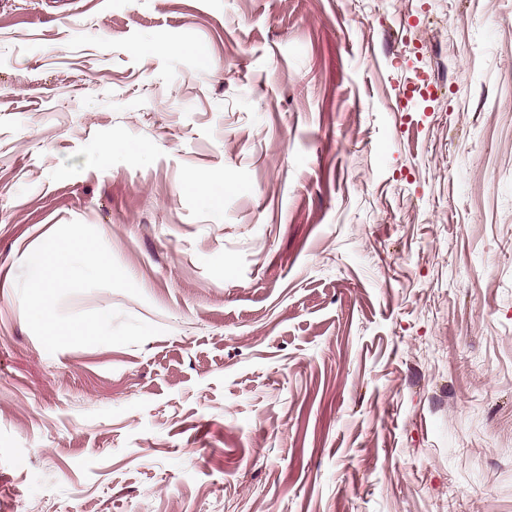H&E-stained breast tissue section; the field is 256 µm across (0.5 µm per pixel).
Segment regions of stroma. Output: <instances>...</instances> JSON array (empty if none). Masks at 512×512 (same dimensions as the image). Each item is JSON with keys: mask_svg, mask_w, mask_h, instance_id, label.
<instances>
[{"mask_svg": "<svg viewBox=\"0 0 512 512\" xmlns=\"http://www.w3.org/2000/svg\"><path fill=\"white\" fill-rule=\"evenodd\" d=\"M0 512H512V0H0Z\"/></svg>", "mask_w": 512, "mask_h": 512, "instance_id": "1", "label": "stroma"}]
</instances>
